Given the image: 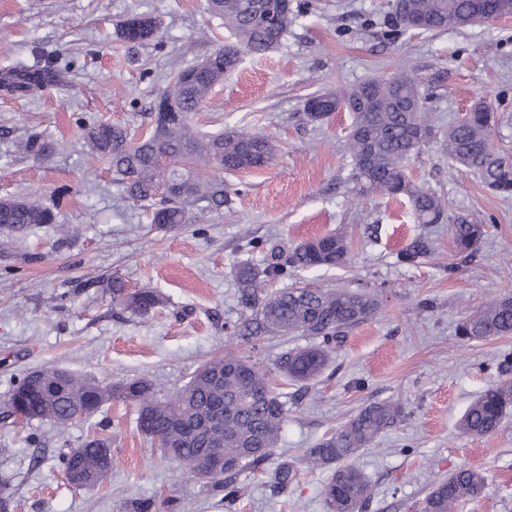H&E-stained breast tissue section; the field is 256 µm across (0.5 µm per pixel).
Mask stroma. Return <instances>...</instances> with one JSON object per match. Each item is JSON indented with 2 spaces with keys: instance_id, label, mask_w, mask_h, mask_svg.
Returning a JSON list of instances; mask_svg holds the SVG:
<instances>
[{
  "instance_id": "stroma-1",
  "label": "stroma",
  "mask_w": 512,
  "mask_h": 512,
  "mask_svg": "<svg viewBox=\"0 0 512 512\" xmlns=\"http://www.w3.org/2000/svg\"><path fill=\"white\" fill-rule=\"evenodd\" d=\"M298 2L288 38L265 55H243L192 118L203 132L266 135L274 161L226 176L224 207L193 211L189 224L163 230L106 166L91 163L75 119L91 113L144 130L145 112L174 72L230 43L223 20L207 0H0V71L38 68L49 56L63 70L60 82L28 95L0 89V198L36 201L56 214L52 224L0 231V402L48 365L104 382L144 377L164 397L227 352L273 366L307 339L235 336L242 313L235 267L264 266L271 252L289 254L327 232L346 235L347 261L297 280L376 290L382 302L319 377L284 387L288 421L279 445L264 465L240 473L243 494L234 503L163 459L139 432L135 407L115 401L64 430L0 413V488L12 512H134L141 499L170 496L179 512H327L331 472L308 467L304 451L382 400L397 402L403 416L351 460L372 486L359 512H417L429 482L461 467L485 472L489 490L458 512H512V417L486 437L459 429L468 405L512 356V335L464 341L456 334L489 298L512 295V198L483 188L436 142L411 160L414 176L445 197L449 217L468 214L492 227L475 257L460 260L447 225L415 223L408 206L360 192L346 150L348 112L317 122L304 114L314 94L405 68L427 89L437 129L485 98L498 118L494 146L512 157V18L388 42L376 24L384 0ZM133 14L155 19L153 41L117 38L116 22ZM35 132L56 141L50 157L23 151ZM61 224L78 235L61 239ZM419 234L433 239V254L415 266L400 263L399 252ZM115 276L128 290L156 291L162 306L144 318L113 306L105 287ZM94 437L111 441L112 469L99 486L75 488L58 458ZM284 459L295 463L297 479L278 495L266 472Z\"/></svg>"
}]
</instances>
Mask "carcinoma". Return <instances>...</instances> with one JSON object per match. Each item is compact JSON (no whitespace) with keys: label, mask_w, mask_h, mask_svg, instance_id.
Returning <instances> with one entry per match:
<instances>
[{"label":"carcinoma","mask_w":512,"mask_h":512,"mask_svg":"<svg viewBox=\"0 0 512 512\" xmlns=\"http://www.w3.org/2000/svg\"><path fill=\"white\" fill-rule=\"evenodd\" d=\"M501 0H386L381 25L390 40L411 27L408 16L418 14L429 23L427 32H441L483 22L491 4ZM211 14L224 20L232 42L217 48L204 67L194 64L181 69L171 89L150 105L148 127L135 137L128 129L92 117L79 124L90 160L104 163L112 180L135 203L151 210V223L171 230L190 223L191 209L205 203L224 205L227 194L223 173L245 172L266 166L274 146L261 133L220 131L200 134L192 130L189 116L206 103L211 90L238 67L244 53L262 55L282 44L288 36L299 7L290 0H208ZM157 24L149 16L134 15L117 27V36L127 42L143 43L155 38ZM54 64L36 70L18 67L4 75V87L12 92H29L57 81ZM429 94L408 71L395 76H370L339 92H324L305 102L306 115L323 121L340 110L352 122L347 150L361 190L377 193L409 206L415 223H449L455 252L461 259L473 256L487 232L459 216L448 222L447 203L436 191L414 179L410 160L434 135L430 124ZM495 112L480 99L461 113L443 133L442 146L448 158L477 175L485 189L500 197H512V159L495 152ZM25 150L37 159L53 152V140L36 135ZM55 215L47 207L17 198H0V229L18 233L34 225L53 224ZM431 254V244L416 237L401 253L400 262L415 265ZM348 255L346 238L339 233L306 240L291 255L270 254L263 268L241 262L235 268L241 321L233 333L262 338L297 333L311 344L285 352L271 373L251 359L232 353L210 359L169 398L157 396L146 379L100 382L77 376L65 369L47 366L38 376L56 379L54 387H41L26 375L7 400L11 417L49 420L60 429L85 420L103 406L121 401L136 408L137 426L146 437L157 441L164 458L182 470L207 479L214 493H224L233 502L241 487L237 478L248 466H258L274 452L288 417L275 378L307 384L316 379L331 356L353 328L373 319L380 310L374 292L348 288H314L291 284L272 289L273 279H286L297 271L333 268ZM112 304L128 313L145 317L163 304L153 290L129 291L114 280ZM512 334V296L491 298L458 324L464 339H492ZM512 412V379L503 378L468 406L460 420L469 436L496 432ZM401 407L392 401L365 405L342 426L305 450L306 463L332 470L324 487L329 512H359L371 497L372 488L364 474L347 461L369 447L394 426ZM220 448L224 466H206L209 451ZM112 451L105 439L86 441L59 457L68 481L75 487L102 482L112 466L103 451ZM273 488L288 489L297 469L281 461L268 473ZM487 475L461 468L445 479H434L422 501L420 512H456L460 505L482 497L488 489Z\"/></svg>","instance_id":"1"}]
</instances>
